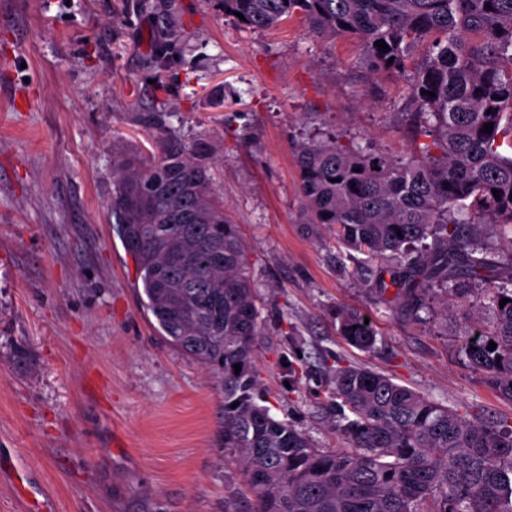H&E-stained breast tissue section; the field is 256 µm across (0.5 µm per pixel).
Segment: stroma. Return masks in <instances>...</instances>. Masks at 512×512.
<instances>
[{"label": "stroma", "mask_w": 512, "mask_h": 512, "mask_svg": "<svg viewBox=\"0 0 512 512\" xmlns=\"http://www.w3.org/2000/svg\"><path fill=\"white\" fill-rule=\"evenodd\" d=\"M360 56L296 19L237 26L220 0H0V512L35 499L46 512H226L245 497L224 454V385L153 331L107 214L113 145L154 151L144 112L213 144L260 299L252 370L276 418L345 447L326 392L340 365L466 417L512 415L460 352L458 332L489 328L487 309L458 303L448 323L392 311L358 253L303 220L296 142L413 148L406 78ZM339 308L372 322L371 352L338 336Z\"/></svg>", "instance_id": "obj_1"}]
</instances>
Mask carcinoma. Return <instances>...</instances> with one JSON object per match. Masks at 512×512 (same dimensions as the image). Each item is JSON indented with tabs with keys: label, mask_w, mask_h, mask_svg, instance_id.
<instances>
[{
	"label": "carcinoma",
	"mask_w": 512,
	"mask_h": 512,
	"mask_svg": "<svg viewBox=\"0 0 512 512\" xmlns=\"http://www.w3.org/2000/svg\"><path fill=\"white\" fill-rule=\"evenodd\" d=\"M221 2L239 26L269 30L299 18L313 37H355L367 71L409 76L418 116L409 155L327 135L296 145L305 223L327 226L361 254L373 288L403 291L398 309L410 317L427 309L428 283L448 295L446 310L467 296L474 308L488 303L493 331L464 337L460 352L512 402V262H496L481 231L495 225L512 252V0ZM142 122L158 131L156 151L112 150L107 209L158 335L222 375L224 449L239 458L250 512H512L506 418H467L353 366L336 367L330 380L349 447L320 448L270 414L251 368L255 286L213 189L211 140L182 139L156 112ZM466 279L480 288L465 293ZM336 320L349 345L374 348L376 331L361 314L340 309Z\"/></svg>",
	"instance_id": "1"
}]
</instances>
